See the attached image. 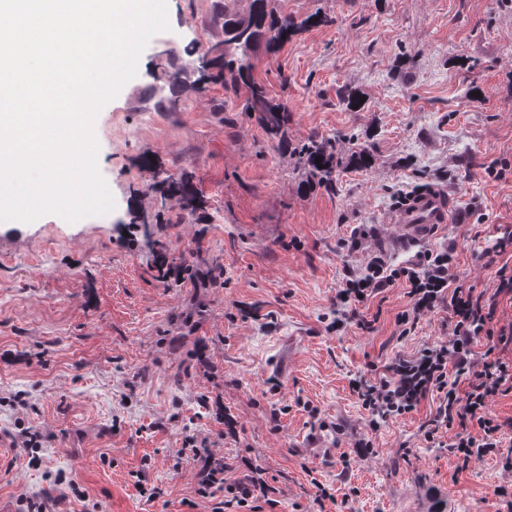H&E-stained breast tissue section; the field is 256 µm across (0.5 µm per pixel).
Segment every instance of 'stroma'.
Instances as JSON below:
<instances>
[{"label": "stroma", "mask_w": 512, "mask_h": 512, "mask_svg": "<svg viewBox=\"0 0 512 512\" xmlns=\"http://www.w3.org/2000/svg\"><path fill=\"white\" fill-rule=\"evenodd\" d=\"M250 3L167 0L169 31L95 120L112 211L0 222V512L44 494L47 512H211L177 454L190 438L224 462V512H246L234 487L251 465L275 491L262 512H507L512 471L463 464L451 430L426 440L436 399L374 432L350 388L448 338L447 311L401 335L398 284L360 306L373 332L340 330L336 294L371 256L414 260L392 246L391 216L427 186L451 201L427 248L456 244L459 277L494 290L505 258L487 249L512 225V0H274L305 26L258 51L253 76L287 104L289 141L373 153L331 189L307 187L245 111V87L200 78L201 53L224 39L216 6L243 16ZM147 157L194 171L197 219L179 223L182 200ZM161 247L203 279H161ZM319 427L324 447H304Z\"/></svg>", "instance_id": "1"}]
</instances>
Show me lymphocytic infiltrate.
Masks as SVG:
<instances>
[{
    "label": "lymphocytic infiltrate",
    "mask_w": 512,
    "mask_h": 512,
    "mask_svg": "<svg viewBox=\"0 0 512 512\" xmlns=\"http://www.w3.org/2000/svg\"><path fill=\"white\" fill-rule=\"evenodd\" d=\"M455 246L428 250L411 263L392 267L378 256L348 272L336 294V325L355 323L373 331L372 321L360 317L358 307L395 284H403L409 305L397 317L405 330L444 309L452 324L447 340L423 346L414 356L395 357L376 382L355 380L351 390L371 416L369 426L416 410L434 396L439 406L435 427L456 428L453 450L463 461L496 453L512 470V446L500 435L501 426L488 413V402L512 391V364L476 355L479 341H492L490 323L496 311L494 297L476 293L454 272Z\"/></svg>",
    "instance_id": "lymphocytic-infiltrate-1"
}]
</instances>
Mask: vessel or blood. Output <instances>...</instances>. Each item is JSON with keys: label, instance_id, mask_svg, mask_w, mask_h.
<instances>
[{"label": "vessel or blood", "instance_id": "obj_1", "mask_svg": "<svg viewBox=\"0 0 512 512\" xmlns=\"http://www.w3.org/2000/svg\"><path fill=\"white\" fill-rule=\"evenodd\" d=\"M448 206L444 190L428 188L414 194L392 216L401 229L399 244L410 247L425 241L439 225L447 223Z\"/></svg>", "mask_w": 512, "mask_h": 512}]
</instances>
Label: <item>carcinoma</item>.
Instances as JSON below:
<instances>
[{
	"label": "carcinoma",
	"instance_id": "carcinoma-1",
	"mask_svg": "<svg viewBox=\"0 0 512 512\" xmlns=\"http://www.w3.org/2000/svg\"><path fill=\"white\" fill-rule=\"evenodd\" d=\"M271 0H251L247 15L231 17L224 15V44H214L202 55V78L209 82L220 79L234 87L244 86L248 95L245 109L260 114L266 132L278 144H288V108L269 99L263 84L255 81L250 56L260 47L270 49L286 40L298 28L311 22L323 21L318 15L300 22L294 18L276 14L270 8ZM217 67L213 74L210 68ZM300 163L308 171L310 185L331 188L336 183V163L332 152V143L325 138L313 137L295 148ZM145 169L152 179H162L175 187L182 195L183 210L186 214L179 217L178 223L192 219L197 210L203 207L198 195L193 173L181 168L171 173L148 162Z\"/></svg>",
	"mask_w": 512,
	"mask_h": 512
}]
</instances>
